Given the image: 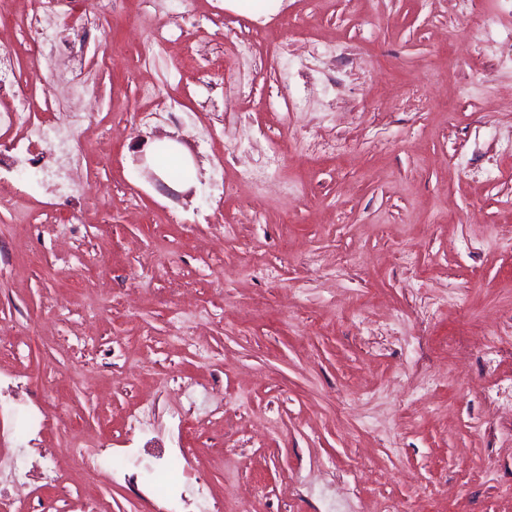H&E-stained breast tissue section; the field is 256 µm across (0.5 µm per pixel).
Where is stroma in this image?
Here are the masks:
<instances>
[{"label":"stroma","instance_id":"35a3bbf8","mask_svg":"<svg viewBox=\"0 0 512 512\" xmlns=\"http://www.w3.org/2000/svg\"><path fill=\"white\" fill-rule=\"evenodd\" d=\"M470 8L512 28V0ZM470 8L88 5L83 187L39 142L0 154L1 483L104 446L102 512H512V350L467 346L512 338V44ZM14 61L37 118L67 111L68 55ZM146 82L168 108L142 124ZM163 138L194 166L172 195ZM61 201L78 223H39ZM58 403L69 431L31 427Z\"/></svg>","mask_w":512,"mask_h":512}]
</instances>
